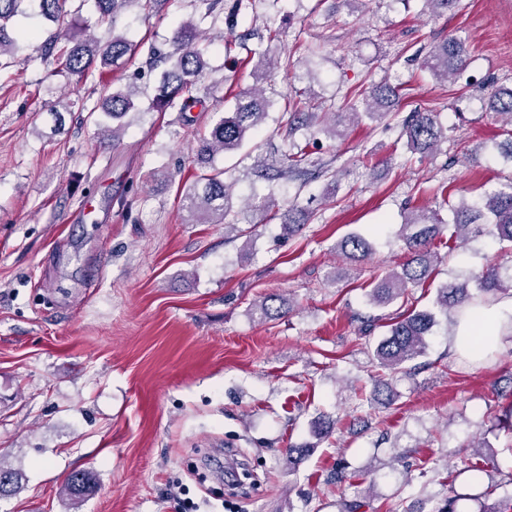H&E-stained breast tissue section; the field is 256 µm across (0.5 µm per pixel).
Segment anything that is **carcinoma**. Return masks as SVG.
I'll use <instances>...</instances> for the list:
<instances>
[{
    "label": "carcinoma",
    "mask_w": 512,
    "mask_h": 512,
    "mask_svg": "<svg viewBox=\"0 0 512 512\" xmlns=\"http://www.w3.org/2000/svg\"><path fill=\"white\" fill-rule=\"evenodd\" d=\"M28 0H0V58L8 61L0 64L7 67L21 61L18 39L8 35V26L14 17L23 12ZM40 14L50 22L48 37L41 47L53 57L57 71L68 75L85 77L96 70H104L119 64L122 59H130L146 52L145 69L134 72L125 87L106 85L99 96L98 111L114 121L121 120L135 109L138 94L137 81L145 72L160 71L157 93L152 100V108L165 111L179 107L181 112H190L200 102L197 96V81L206 68L204 56L206 47L201 45L200 30L193 18L181 21L173 33L172 52L164 54L154 46L146 45L145 40H131L125 33H114L103 43L92 33L77 30L72 13L66 8L68 0H37ZM133 0H96L101 18L106 19L121 11ZM424 5L433 16H441L460 5V0H424ZM250 58L256 59L255 70L267 72L274 65L271 50L251 49ZM423 68L434 77L446 80H459L466 66V48L457 39H448L426 54ZM363 108L349 97H344V113L333 112L331 116H344L349 123L367 117L379 121L386 116L383 109L393 106L398 100V89L379 83L362 93ZM272 107V101L261 91L252 89L235 97L234 110L225 113L212 127L209 137L203 139L197 149V157L208 165V169L196 176L195 181L183 192V206L191 222L198 224H222L232 230L238 224H250L245 235H253L258 227L257 215L264 214L273 206L272 197L247 199L250 215L233 210L230 187L224 182V169L214 165L215 156L228 153L242 146L246 134L256 132L263 124ZM487 108L494 117H506L512 124V89L494 90L489 93ZM403 132L407 146L413 153L430 155L438 151L447 140V128L439 120L436 112H416L404 124ZM295 152L284 155L276 177L287 179L309 173L314 165L305 148L295 144ZM452 225H447L436 213L408 214L404 216L396 233L402 243L406 259L400 269L389 272L372 288L370 300L378 306H385L400 299L402 305L409 302V287L426 282L434 273L438 255L431 244L443 236L448 228H453L451 236L464 243L469 231L488 233L500 243L512 245V180L491 191L478 194L477 198L467 199L452 209ZM313 213L290 208L282 216V226L292 233L299 226L310 221ZM343 257L352 263L363 261L371 252L370 243L360 235H349L339 243ZM512 295V272L491 266L476 277L475 292L468 291L467 285L447 282L437 289L435 304L444 312L454 311L460 317L463 310L476 304L487 302L500 293ZM435 325V316L430 311L412 310L405 317H395L389 324L387 334L377 343L373 356L380 369L388 375H379L369 400L380 401V395L391 400L392 388L388 378L403 372V364L421 356L426 348V336ZM19 474L16 470L0 463V496L10 495L18 489ZM90 477L84 472L70 474L64 490L70 497H78L90 490ZM471 501L477 504L476 512H506L501 503L489 502V491L462 493L455 485L448 488V496L432 502L428 512H462L460 503ZM371 497L363 495L341 501V512H372Z\"/></svg>",
    "instance_id": "1"
}]
</instances>
